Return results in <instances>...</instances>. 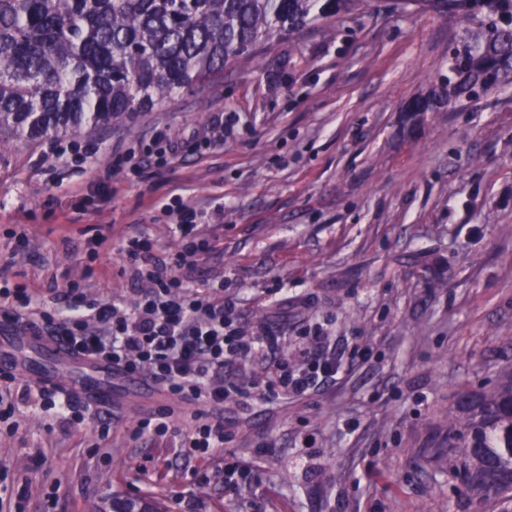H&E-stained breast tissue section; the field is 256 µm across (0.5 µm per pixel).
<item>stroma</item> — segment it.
<instances>
[{
    "label": "stroma",
    "mask_w": 512,
    "mask_h": 512,
    "mask_svg": "<svg viewBox=\"0 0 512 512\" xmlns=\"http://www.w3.org/2000/svg\"><path fill=\"white\" fill-rule=\"evenodd\" d=\"M455 34L451 18L367 0L87 129L83 166L47 140L14 144L0 160L8 287L50 313L72 288L133 307L149 283L126 238L140 232L167 262L179 248L171 218L189 205L211 249L181 270L185 285L232 298L242 334L271 329L281 344L225 365L243 388L219 412L228 439L193 460L180 438L131 439L159 408L184 429L198 410L149 378L113 376L103 417L70 422L0 366L12 393L0 512H97L114 493L157 497L167 512H512V501L473 499L443 452L459 394L494 387L512 365V87L404 111L445 81ZM127 152L131 173L112 166ZM316 350L339 360L336 381L303 397L245 396Z\"/></svg>",
    "instance_id": "35a3bbf8"
}]
</instances>
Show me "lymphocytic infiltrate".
<instances>
[{
	"label": "lymphocytic infiltrate",
	"mask_w": 512,
	"mask_h": 512,
	"mask_svg": "<svg viewBox=\"0 0 512 512\" xmlns=\"http://www.w3.org/2000/svg\"><path fill=\"white\" fill-rule=\"evenodd\" d=\"M200 217L196 209L182 210L177 227L183 245L164 264L156 261L144 237L127 239L126 255L152 284L135 309L87 299L74 288L64 295L58 320H47L49 336L72 352L111 364L115 371L149 375L171 395L206 407L223 405L225 363L275 351L281 338L269 330L252 342H241L233 330L234 303L214 302L184 285L181 268L208 250L207 240L194 233ZM339 371L336 359L317 354L310 368L284 371L278 386L267 388L264 396L277 397L283 389L300 397L317 384L335 380Z\"/></svg>",
	"instance_id": "f902f5d3"
}]
</instances>
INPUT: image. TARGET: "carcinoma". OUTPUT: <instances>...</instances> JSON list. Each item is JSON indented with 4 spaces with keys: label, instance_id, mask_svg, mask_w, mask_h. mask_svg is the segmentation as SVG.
Here are the masks:
<instances>
[{
    "label": "carcinoma",
    "instance_id": "carcinoma-1",
    "mask_svg": "<svg viewBox=\"0 0 512 512\" xmlns=\"http://www.w3.org/2000/svg\"><path fill=\"white\" fill-rule=\"evenodd\" d=\"M363 0H0V157L14 142L71 137L145 112L271 40L296 38ZM455 19L446 87L420 115L512 84V0H391ZM448 473L481 501L512 499V365L448 414ZM149 498H112L119 512Z\"/></svg>",
    "mask_w": 512,
    "mask_h": 512
}]
</instances>
